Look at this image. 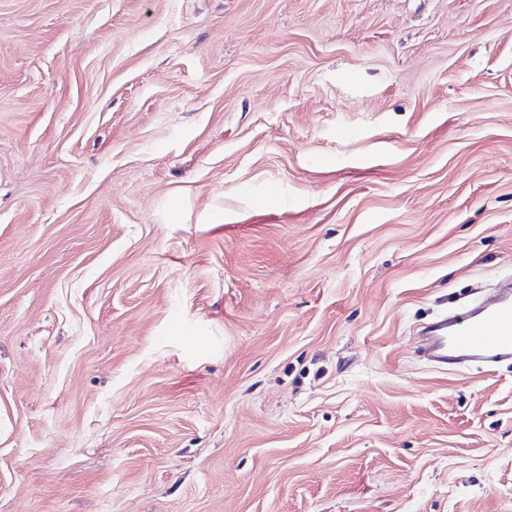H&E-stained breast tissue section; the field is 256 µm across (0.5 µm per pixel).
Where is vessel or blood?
Wrapping results in <instances>:
<instances>
[{"label": "vessel or blood", "mask_w": 512, "mask_h": 512, "mask_svg": "<svg viewBox=\"0 0 512 512\" xmlns=\"http://www.w3.org/2000/svg\"><path fill=\"white\" fill-rule=\"evenodd\" d=\"M420 336L423 357L441 369L512 361V283L426 325Z\"/></svg>", "instance_id": "1"}]
</instances>
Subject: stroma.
<instances>
[{"label":"stroma","instance_id":"1","mask_svg":"<svg viewBox=\"0 0 512 512\" xmlns=\"http://www.w3.org/2000/svg\"><path fill=\"white\" fill-rule=\"evenodd\" d=\"M512 0H0V512H512ZM419 335L422 356L437 368L479 364L493 369L512 361V283L474 298L426 325Z\"/></svg>","mask_w":512,"mask_h":512}]
</instances>
